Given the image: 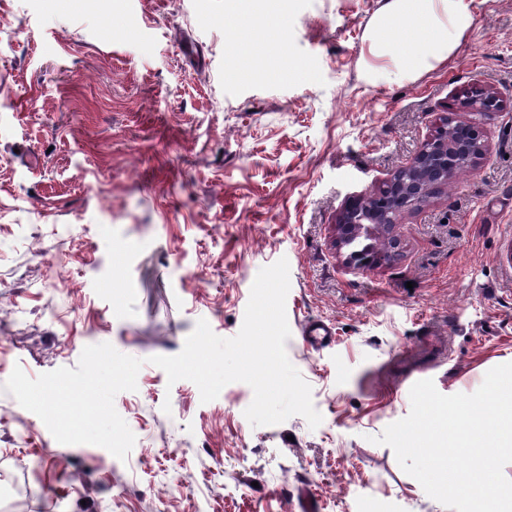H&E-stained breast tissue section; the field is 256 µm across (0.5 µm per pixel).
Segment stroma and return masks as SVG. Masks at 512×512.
I'll use <instances>...</instances> for the list:
<instances>
[{"label": "stroma", "instance_id": "obj_1", "mask_svg": "<svg viewBox=\"0 0 512 512\" xmlns=\"http://www.w3.org/2000/svg\"><path fill=\"white\" fill-rule=\"evenodd\" d=\"M0 0V512H448L376 443L433 380L474 393L512 362V0H468L448 60L397 82L386 0ZM250 30L254 57L237 51ZM482 85L490 150L395 228L390 260L346 266V199L392 177ZM289 263V360L323 420L244 416L252 388L202 402L150 357L198 320L242 325L258 271ZM328 323L312 349L303 329ZM108 343L142 359L114 405L126 460L66 445L1 386ZM461 107L466 112L486 115L502 111L503 103L494 93L482 87L475 86L466 93L461 101Z\"/></svg>", "mask_w": 512, "mask_h": 512}]
</instances>
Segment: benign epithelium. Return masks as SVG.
<instances>
[{
	"mask_svg": "<svg viewBox=\"0 0 512 512\" xmlns=\"http://www.w3.org/2000/svg\"><path fill=\"white\" fill-rule=\"evenodd\" d=\"M461 107L486 115L502 111L503 103L494 93L475 86L466 93ZM488 150L487 132L480 120L450 124L448 118H442L402 168L409 175L408 180L392 177L372 195L351 198L340 211L335 225L336 244L348 250L347 264L362 269L379 265L382 253L377 241L384 239L391 247H397L393 229L400 215L420 208L430 195L447 185L459 174L462 160H469V169H476Z\"/></svg>",
	"mask_w": 512,
	"mask_h": 512,
	"instance_id": "benign-epithelium-1",
	"label": "benign epithelium"
}]
</instances>
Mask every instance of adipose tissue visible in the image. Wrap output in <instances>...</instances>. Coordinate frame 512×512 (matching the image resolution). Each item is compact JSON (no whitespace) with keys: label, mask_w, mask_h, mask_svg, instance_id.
<instances>
[{"label":"adipose tissue","mask_w":512,"mask_h":512,"mask_svg":"<svg viewBox=\"0 0 512 512\" xmlns=\"http://www.w3.org/2000/svg\"><path fill=\"white\" fill-rule=\"evenodd\" d=\"M396 19L410 33L399 51L397 74L402 77L447 59L468 29L470 14L466 0H390L375 27L383 29Z\"/></svg>","instance_id":"ef3b65f1"}]
</instances>
